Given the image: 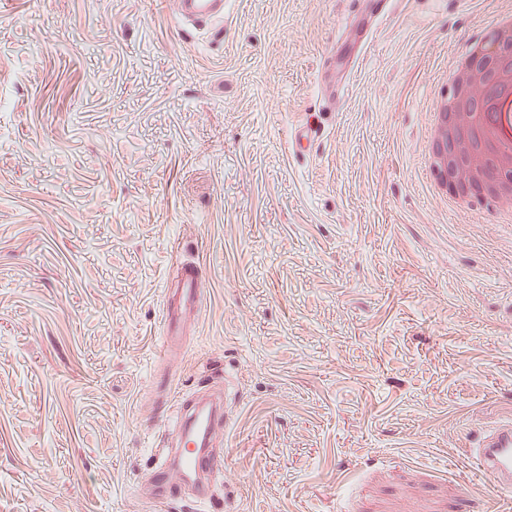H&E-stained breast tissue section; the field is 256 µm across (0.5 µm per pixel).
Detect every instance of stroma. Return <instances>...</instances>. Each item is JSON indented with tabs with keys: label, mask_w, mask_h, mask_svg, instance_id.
<instances>
[{
	"label": "stroma",
	"mask_w": 512,
	"mask_h": 512,
	"mask_svg": "<svg viewBox=\"0 0 512 512\" xmlns=\"http://www.w3.org/2000/svg\"><path fill=\"white\" fill-rule=\"evenodd\" d=\"M377 11L0 0V512H149L166 415L223 387L215 495L164 512H502L470 451L512 422V222L424 161L512 0ZM177 241L204 300L163 355ZM176 19L181 30L202 22L219 25L224 21V0H179Z\"/></svg>",
	"instance_id": "35a3bbf8"
}]
</instances>
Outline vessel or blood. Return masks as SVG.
I'll list each match as a JSON object with an SVG mask.
<instances>
[{
	"mask_svg": "<svg viewBox=\"0 0 512 512\" xmlns=\"http://www.w3.org/2000/svg\"><path fill=\"white\" fill-rule=\"evenodd\" d=\"M176 19L179 27L224 20V0H178ZM174 275L167 282L163 302L162 351L179 347L182 343L184 318L198 310L204 296V286L197 265L185 261L184 247H173ZM223 395L207 391L182 405L172 421L175 434L168 448L156 456L155 469L150 476L154 487L153 501L166 503L170 494L168 474L178 469L183 486L189 487L196 502L205 503L213 495V483L220 477L228 458L225 453L211 449L206 436L215 427L224 426ZM471 455L482 473L483 487L500 500H512V423L489 432Z\"/></svg>",
	"mask_w": 512,
	"mask_h": 512,
	"instance_id": "1",
	"label": "vessel or blood"
}]
</instances>
